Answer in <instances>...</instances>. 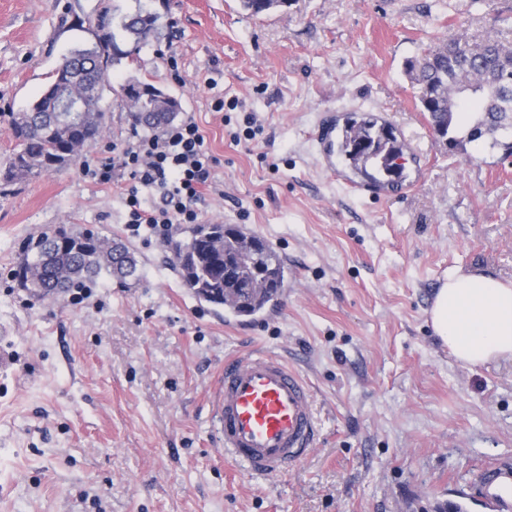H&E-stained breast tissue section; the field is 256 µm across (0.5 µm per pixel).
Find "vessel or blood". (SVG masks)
<instances>
[{
	"label": "vessel or blood",
	"instance_id": "vessel-or-blood-1",
	"mask_svg": "<svg viewBox=\"0 0 512 512\" xmlns=\"http://www.w3.org/2000/svg\"><path fill=\"white\" fill-rule=\"evenodd\" d=\"M214 407L225 459L256 476L286 473L320 440L307 382L276 355L250 354L225 363ZM477 483L497 512H512V462L486 465Z\"/></svg>",
	"mask_w": 512,
	"mask_h": 512
}]
</instances>
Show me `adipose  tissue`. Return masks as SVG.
Wrapping results in <instances>:
<instances>
[{"label":"adipose tissue","instance_id":"1","mask_svg":"<svg viewBox=\"0 0 512 512\" xmlns=\"http://www.w3.org/2000/svg\"><path fill=\"white\" fill-rule=\"evenodd\" d=\"M436 336L470 366L512 358V282L484 274H448L429 311Z\"/></svg>","mask_w":512,"mask_h":512}]
</instances>
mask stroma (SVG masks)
Segmentation results:
<instances>
[{
  "label": "stroma",
  "instance_id": "stroma-1",
  "mask_svg": "<svg viewBox=\"0 0 512 512\" xmlns=\"http://www.w3.org/2000/svg\"><path fill=\"white\" fill-rule=\"evenodd\" d=\"M138 5L157 33L112 69L101 137L0 192V512H439L462 493L491 512L475 475L512 461V360L460 364L429 310L450 271L512 280V131L480 153L437 137L409 62L437 37L512 41V0H293L259 17L240 0H0V170L7 113L90 24ZM131 76L175 96L217 161L199 223L280 238L285 293L262 329L188 293L162 240L129 230L127 181L90 175L133 133ZM376 112L412 186L361 197L312 138ZM249 114L260 133L234 141ZM72 225L126 243L140 281L30 305L10 276L22 243ZM249 351L283 357L314 398L319 445L280 476L226 462L215 433L224 363Z\"/></svg>",
  "mask_w": 512,
  "mask_h": 512
}]
</instances>
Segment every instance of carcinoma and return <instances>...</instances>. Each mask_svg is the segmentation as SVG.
Instances as JSON below:
<instances>
[{"instance_id": "obj_1", "label": "carcinoma", "mask_w": 512, "mask_h": 512, "mask_svg": "<svg viewBox=\"0 0 512 512\" xmlns=\"http://www.w3.org/2000/svg\"><path fill=\"white\" fill-rule=\"evenodd\" d=\"M157 16L136 9L122 16L118 28L133 41V51L118 49L115 33L95 34L93 45L74 47L61 58L52 80L24 110L9 113L16 145L0 181L10 186L60 170L72 161L86 143L102 132L105 112L103 91L111 69L121 60L149 44L156 32ZM420 85L422 111L428 113L436 134L463 148L485 136H495L503 122L512 117V44L488 35L476 43L463 38L436 39L422 50L412 64ZM73 83L72 92L82 97L86 112L78 122H66L51 112L52 86ZM139 87L138 108L132 126L158 130L174 121L177 113L155 111L151 83L130 79L122 88ZM479 116L477 123L459 125V113ZM342 153L357 169L372 164L391 181L403 177L404 145L389 129L375 128L367 121H352L345 132ZM255 236H246L224 224H196L180 239L171 237L165 246L177 269L181 284L195 297L214 305L230 302L242 310L284 288L285 266L268 253L265 242L255 250L254 266L242 268L239 285L224 277L223 258L252 251ZM258 277L266 283L261 290L246 289ZM33 305L57 297L67 289L81 288L100 277L121 283L139 279L138 259L125 244L88 228H49L27 239L20 259L11 270Z\"/></svg>"}]
</instances>
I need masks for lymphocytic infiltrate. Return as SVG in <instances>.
Wrapping results in <instances>:
<instances>
[{
    "mask_svg": "<svg viewBox=\"0 0 512 512\" xmlns=\"http://www.w3.org/2000/svg\"><path fill=\"white\" fill-rule=\"evenodd\" d=\"M214 163L198 124L188 117L166 126L161 134L135 138L117 161L99 165L93 174L103 183L127 177L129 228L135 232L145 225L163 238L172 223H196L194 203L208 185ZM146 191L158 192V202L145 206Z\"/></svg>",
    "mask_w": 512,
    "mask_h": 512,
    "instance_id": "1",
    "label": "lymphocytic infiltrate"
}]
</instances>
